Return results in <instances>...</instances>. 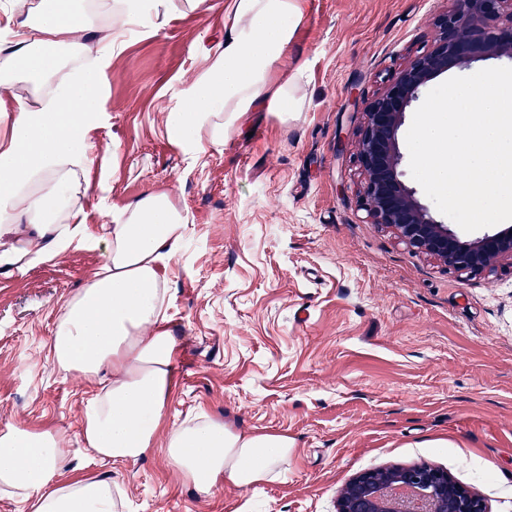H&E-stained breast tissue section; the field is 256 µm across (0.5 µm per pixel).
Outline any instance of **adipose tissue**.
Returning <instances> with one entry per match:
<instances>
[{"label": "adipose tissue", "instance_id": "obj_1", "mask_svg": "<svg viewBox=\"0 0 512 512\" xmlns=\"http://www.w3.org/2000/svg\"><path fill=\"white\" fill-rule=\"evenodd\" d=\"M149 7L187 16L213 4L113 0L110 33L97 38V15L82 0H37L8 16L11 34L0 40V90L24 83L39 97L35 105L18 101L0 137V269L49 262L71 247H103L102 267L62 308L51 352L66 377L112 373L81 421L86 444L105 463L146 456L172 396L176 338L162 270L187 218L169 194L151 192L113 215L98 239L67 201L92 161L86 131L101 108L102 66ZM226 16L222 51L207 56L170 114L168 137L197 160L233 139L246 113L270 112L285 123L305 106L299 77L277 76L301 19L298 0H229ZM293 448L288 435L241 434L206 414L172 426L166 441L171 466L204 495L222 479L241 487L277 480ZM63 454L53 431L7 427L0 431V489L31 501L33 512H122L110 480L58 483Z\"/></svg>", "mask_w": 512, "mask_h": 512}]
</instances>
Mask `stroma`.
Segmentation results:
<instances>
[{
  "instance_id": "stroma-1",
  "label": "stroma",
  "mask_w": 512,
  "mask_h": 512,
  "mask_svg": "<svg viewBox=\"0 0 512 512\" xmlns=\"http://www.w3.org/2000/svg\"><path fill=\"white\" fill-rule=\"evenodd\" d=\"M127 27L102 69L92 162L76 205L89 232L150 191L188 217L164 270L177 338L174 392L145 457L100 463L80 423L97 382L60 373L50 339L103 248L0 271V431L58 430L65 483L122 487L126 512H338L346 484L434 464L512 512V269L468 280L414 254L358 203L354 98H372L432 47L452 0H301L278 72L301 73L288 124L249 113L243 132L193 159L166 134L185 82L224 41L228 0ZM207 414L287 434L281 477L199 494L167 461V431Z\"/></svg>"
}]
</instances>
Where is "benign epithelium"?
Masks as SVG:
<instances>
[{
  "label": "benign epithelium",
  "mask_w": 512,
  "mask_h": 512,
  "mask_svg": "<svg viewBox=\"0 0 512 512\" xmlns=\"http://www.w3.org/2000/svg\"><path fill=\"white\" fill-rule=\"evenodd\" d=\"M435 21L434 46L412 58L364 104L355 162L363 175L359 207L371 224L391 228L412 252L445 270L480 278L512 265V226L464 239L438 221L402 180L398 133L407 108L420 101L428 83L453 67L485 58L512 61V0H453ZM389 487L415 490L404 512H487L484 500L455 483L441 468L424 464L370 470L353 478L339 512H377Z\"/></svg>",
  "instance_id": "7a95c632"
}]
</instances>
